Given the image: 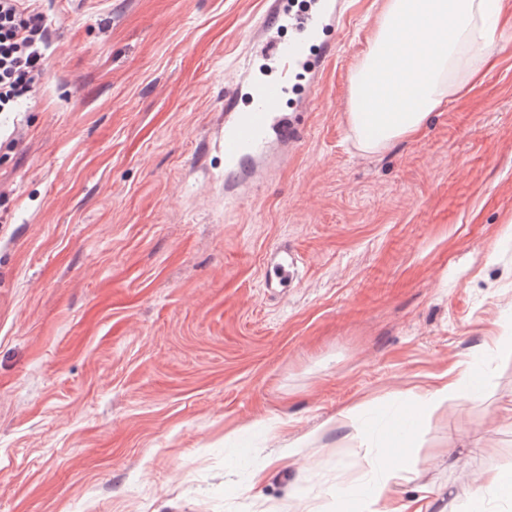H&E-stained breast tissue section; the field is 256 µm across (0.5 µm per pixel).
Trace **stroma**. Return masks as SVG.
<instances>
[{
	"instance_id": "stroma-1",
	"label": "stroma",
	"mask_w": 512,
	"mask_h": 512,
	"mask_svg": "<svg viewBox=\"0 0 512 512\" xmlns=\"http://www.w3.org/2000/svg\"><path fill=\"white\" fill-rule=\"evenodd\" d=\"M383 4L342 0L301 139L238 198L224 90L269 0H52L48 66L0 119V512H338L387 452L399 504L512 512L477 490L512 471V46L365 154L350 77ZM478 354L482 402L386 446Z\"/></svg>"
}]
</instances>
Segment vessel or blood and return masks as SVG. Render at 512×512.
I'll list each match as a JSON object with an SVG mask.
<instances>
[{
  "instance_id": "vessel-or-blood-1",
  "label": "vessel or blood",
  "mask_w": 512,
  "mask_h": 512,
  "mask_svg": "<svg viewBox=\"0 0 512 512\" xmlns=\"http://www.w3.org/2000/svg\"><path fill=\"white\" fill-rule=\"evenodd\" d=\"M293 30L291 39L282 41L272 32L280 23ZM336 24L334 0H310L302 10H293L288 0H272L259 22L267 60L276 69V76L253 78L247 82L252 101L249 110L237 108L238 90L224 95V166L237 172L266 159L273 141H298L302 135L299 124L288 121L281 105L288 92V79L296 71H305L316 78L319 65L311 55V47L320 31Z\"/></svg>"
}]
</instances>
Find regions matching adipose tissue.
<instances>
[{
	"label": "adipose tissue",
	"instance_id": "ef3b65f1",
	"mask_svg": "<svg viewBox=\"0 0 512 512\" xmlns=\"http://www.w3.org/2000/svg\"><path fill=\"white\" fill-rule=\"evenodd\" d=\"M512 43V0H385L376 30L351 77L348 123L366 154L418 135L432 113L472 92ZM482 367L421 389L422 421L454 395L482 398Z\"/></svg>",
	"mask_w": 512,
	"mask_h": 512
}]
</instances>
